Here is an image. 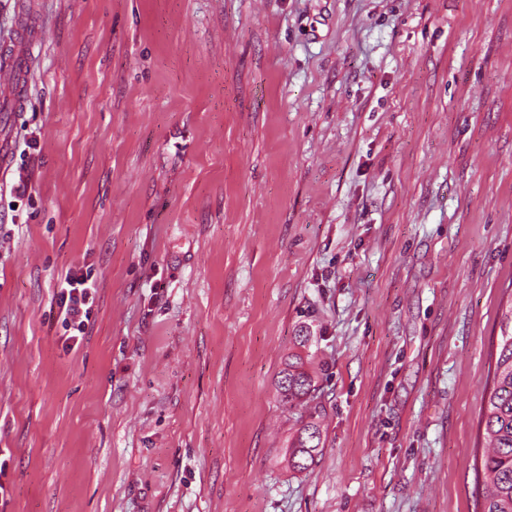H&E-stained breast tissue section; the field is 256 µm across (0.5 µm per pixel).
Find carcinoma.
Returning <instances> with one entry per match:
<instances>
[{
  "label": "carcinoma",
  "mask_w": 512,
  "mask_h": 512,
  "mask_svg": "<svg viewBox=\"0 0 512 512\" xmlns=\"http://www.w3.org/2000/svg\"><path fill=\"white\" fill-rule=\"evenodd\" d=\"M499 355L493 366V387L479 420L485 444L478 482L476 512H512V309L505 314ZM280 401L301 408L298 428L288 448V468L302 472L315 465L322 448L321 406L315 403L316 377L303 356L288 355L276 384Z\"/></svg>",
  "instance_id": "1"
}]
</instances>
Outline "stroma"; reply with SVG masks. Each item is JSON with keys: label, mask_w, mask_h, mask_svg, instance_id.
I'll list each match as a JSON object with an SVG mask.
<instances>
[{"label": "stroma", "mask_w": 512, "mask_h": 512, "mask_svg": "<svg viewBox=\"0 0 512 512\" xmlns=\"http://www.w3.org/2000/svg\"><path fill=\"white\" fill-rule=\"evenodd\" d=\"M25 22L0 512H474L512 0H0V48ZM86 268L69 349L56 288ZM303 327L324 448L296 473L275 379Z\"/></svg>", "instance_id": "1"}]
</instances>
